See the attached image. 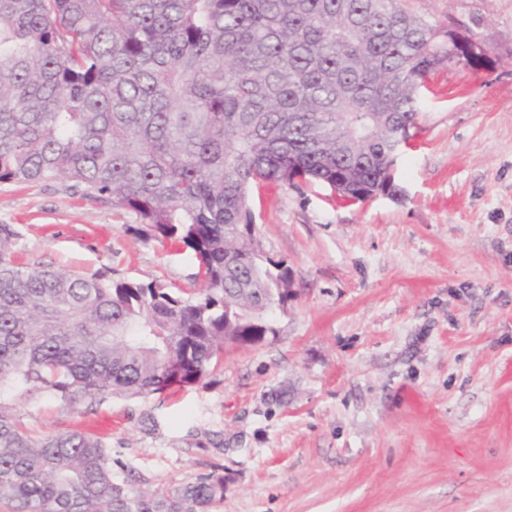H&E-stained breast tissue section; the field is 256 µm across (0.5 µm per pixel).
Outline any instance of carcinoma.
<instances>
[{
  "label": "carcinoma",
  "mask_w": 512,
  "mask_h": 512,
  "mask_svg": "<svg viewBox=\"0 0 512 512\" xmlns=\"http://www.w3.org/2000/svg\"><path fill=\"white\" fill-rule=\"evenodd\" d=\"M464 50L402 0H0V183L67 181L193 252L200 296L13 258L0 224V398L139 396L200 380L226 336H267L288 266L248 232L251 185L395 195L428 78ZM78 432L0 409L11 512H213L224 475L135 491Z\"/></svg>",
  "instance_id": "carcinoma-1"
}]
</instances>
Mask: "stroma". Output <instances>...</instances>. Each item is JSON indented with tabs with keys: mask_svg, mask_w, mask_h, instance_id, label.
<instances>
[{
	"mask_svg": "<svg viewBox=\"0 0 512 512\" xmlns=\"http://www.w3.org/2000/svg\"><path fill=\"white\" fill-rule=\"evenodd\" d=\"M489 59L449 66L398 157L397 197L253 186L263 249L295 296L262 343L196 383L95 401L16 390L32 435L81 432L139 487L224 477L220 512H512V0H406ZM63 183L0 184L16 263L198 297L190 253Z\"/></svg>",
	"mask_w": 512,
	"mask_h": 512,
	"instance_id": "obj_1",
	"label": "stroma"
}]
</instances>
